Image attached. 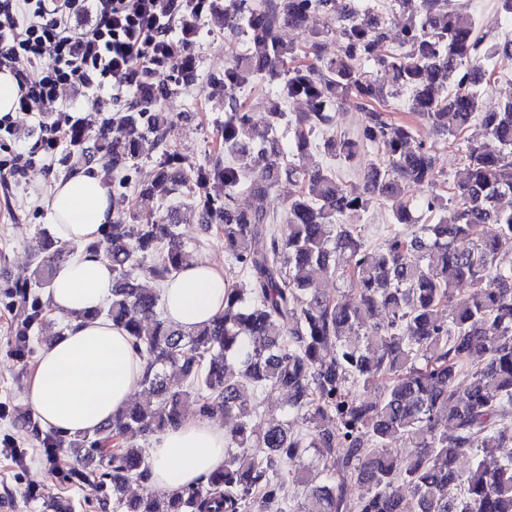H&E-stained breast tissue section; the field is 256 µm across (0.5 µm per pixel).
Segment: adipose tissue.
Listing matches in <instances>:
<instances>
[{
    "mask_svg": "<svg viewBox=\"0 0 512 512\" xmlns=\"http://www.w3.org/2000/svg\"><path fill=\"white\" fill-rule=\"evenodd\" d=\"M54 234L74 247L48 288L51 315L78 313L61 336L42 348L28 372L29 404L45 426L65 436L95 431L138 389L143 362L123 327L84 311L112 298V271L91 244L104 236L112 198L100 179L78 173L56 185L49 203ZM166 316L191 330L224 311V270L206 260L187 264L162 289ZM224 430L195 417L159 435L150 451L152 483L167 491L195 484L224 464Z\"/></svg>",
    "mask_w": 512,
    "mask_h": 512,
    "instance_id": "1",
    "label": "adipose tissue"
}]
</instances>
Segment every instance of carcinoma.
I'll return each mask as SVG.
<instances>
[{"mask_svg":"<svg viewBox=\"0 0 512 512\" xmlns=\"http://www.w3.org/2000/svg\"><path fill=\"white\" fill-rule=\"evenodd\" d=\"M229 0L224 24L255 52L224 69L222 152L206 166L189 169L166 153L140 192L194 196L213 183L224 200L197 208L206 232L224 237V249L248 276L224 288V314L191 331L176 328L159 311L158 283L186 266L184 245L171 215L143 217L135 210L115 218L93 249L112 265V299L94 316L122 326L143 359L140 384L153 400L130 402L93 433L62 437L43 429L31 413L4 402L0 413L27 424L41 457L71 484L96 480L101 508L118 512H285L280 466L314 450L316 463L294 471L311 485L299 512H512V457L490 462L512 445L499 421L512 414V258L499 252L512 239V98L498 109L479 107L482 82L496 68L487 61L512 60V34L489 44L466 12L448 0H390L387 10L348 0ZM407 16L398 48L383 54L388 12ZM322 12L336 28V55L320 53L323 32H308L302 46L278 36L283 27L306 30L310 14ZM364 62L386 72L408 110L450 146L476 124L483 140L462 149L464 169L441 179L433 147L417 141L415 127L389 119L382 109L389 92L360 70ZM280 77L276 95L303 97L308 111L295 116L292 155L318 148L352 160L368 145L382 144L386 159L363 175L359 193L319 164L288 162L266 171L261 183L247 172L281 146L270 134L286 118L274 108L256 117L236 92L261 75ZM352 97L366 112L358 138L317 135L332 126V109ZM170 112H117L108 130L74 137L63 165L74 171L97 165L104 180L125 175L146 146L164 140ZM295 184L285 224L277 223L270 196L282 181ZM426 186L422 206L431 223L418 224L407 195ZM247 190L253 205L236 206ZM405 203L392 211L402 230L370 250L355 223L372 201ZM466 240L471 246L458 247ZM65 243L44 232L33 282L10 291L14 335L11 354L27 365L30 333L47 321V304L35 289L50 286L67 261ZM348 282L352 303L325 295L321 276ZM387 318L377 320L378 311ZM382 386L374 403L357 399L352 387ZM288 391V409L303 414L306 432L283 421L257 431L250 394ZM233 418L227 442L242 452L225 456L224 467L176 491L131 497L134 482L148 480L150 460L135 437H156L183 420L185 405ZM122 446L109 448L112 439ZM405 439L415 453L398 460L388 443ZM468 458L470 468L460 467ZM366 484L356 501L347 483ZM397 483L411 496L393 493Z\"/></svg>","mask_w":512,"mask_h":512,"instance_id":"cac0c4a2","label":"carcinoma"}]
</instances>
